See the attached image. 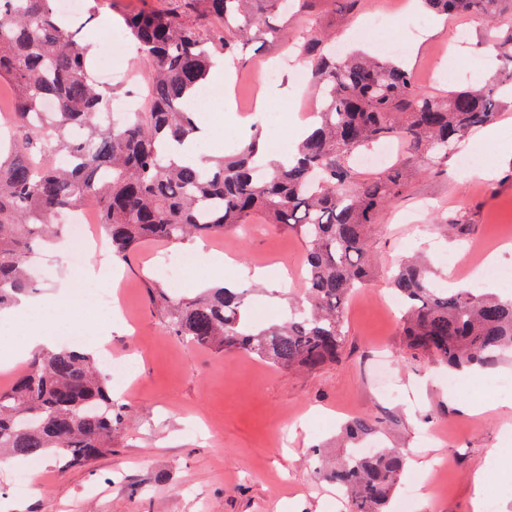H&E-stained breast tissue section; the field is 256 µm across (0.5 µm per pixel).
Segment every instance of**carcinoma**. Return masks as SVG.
Instances as JSON below:
<instances>
[{
    "label": "carcinoma",
    "mask_w": 512,
    "mask_h": 512,
    "mask_svg": "<svg viewBox=\"0 0 512 512\" xmlns=\"http://www.w3.org/2000/svg\"><path fill=\"white\" fill-rule=\"evenodd\" d=\"M178 11L141 10L125 18L128 37L153 64L138 112L107 122L112 89L92 70V31L58 12L55 0H0V82L11 84V131L0 135V307L37 290L27 257L58 233L52 218L93 203L112 255L131 259L142 241L170 244L219 237L255 215L290 229L304 244L306 293L280 324L254 329L243 288H207L194 297L149 286L170 333L201 347L241 350L284 369L314 371L338 361L351 294L373 273L371 245L383 212L416 173L437 168L512 99V0H422L437 15L471 14L497 36L500 79L422 92L400 63L326 50L314 31L298 45L317 92V128L294 162H269L257 138L231 155L179 165L171 146L200 130L187 103L218 58L264 32L279 0H182ZM51 99L56 111L43 112ZM396 140L404 154L385 171L363 172L353 153ZM407 347L450 371L493 370L512 353V295L443 288L431 267L409 260L391 277ZM112 373L68 347L36 353L0 391V453L64 466L86 465L112 450L122 423L110 396ZM378 432L370 418L348 421L357 446ZM404 469L395 448L351 451L323 479L344 489L352 512H384Z\"/></svg>",
    "instance_id": "1"
}]
</instances>
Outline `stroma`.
Returning <instances> with one entry per match:
<instances>
[{
  "instance_id": "obj_1",
  "label": "stroma",
  "mask_w": 512,
  "mask_h": 512,
  "mask_svg": "<svg viewBox=\"0 0 512 512\" xmlns=\"http://www.w3.org/2000/svg\"><path fill=\"white\" fill-rule=\"evenodd\" d=\"M407 0H362L354 15L331 4L289 21L278 41L256 36L241 45L232 65V98L255 106L266 94V111L284 112L297 103L304 112L315 109L310 87L297 85L294 70L304 63L297 55L300 36L317 29L337 41L357 47L359 32H367L368 52L381 45L408 43L405 62L419 86L434 96H446L453 85L483 83L498 66L483 23L459 13L437 19L422 9L406 10ZM179 0H100V13L91 22L95 32L122 24L132 11L160 13ZM383 16L380 26L371 16ZM467 31L465 47L456 44L458 31ZM453 52L460 77L448 79L438 53ZM279 66L280 78L265 82V65ZM150 63L137 52L117 56L111 87L116 96L145 93ZM224 109L212 102L197 112L199 125L210 128L208 146L239 144L252 131L247 123L223 120ZM478 164L491 167V178L461 172L458 156H450L441 173L416 176L406 194L381 217L373 244L375 276L350 299L345 319L347 338L340 362L312 372L288 371L247 353L195 347L172 336L160 308L150 304L148 286L158 284L152 270L157 253L167 243L147 240L134 259L114 271L112 291L122 304L121 321L71 314L57 324L61 334L95 338L109 336L112 358L137 362L133 386L114 385V400L124 409V421L112 438V450L90 465L63 468L53 454L35 463L27 491L14 496L12 483L20 467L0 468V498L14 501L21 512H351L345 497L319 479V463L335 465L346 456L337 447L340 425L354 417L380 418L381 442L404 449L408 464L403 482L422 489L413 497L395 493L389 512H472L478 490L476 473L488 486L512 484V391L485 394L479 375L464 373L458 386L431 361L403 342L400 313L389 305L391 272L409 255L427 253L437 263L441 282L473 285V246L489 248L493 240L507 241L495 251L498 263L512 265V159L486 143L475 146ZM461 216L462 231L442 236L439 224ZM206 258L187 270V296L202 289L210 275L209 256H230L224 278L237 279L238 266L289 268L301 265L304 247L291 231L265 227L244 237L228 233L203 239ZM60 239L39 254L37 276L41 294L55 292L62 280L79 273ZM464 261H456L458 250ZM238 280V279H237ZM241 282V281H240ZM248 311L254 324L267 326L284 319L302 285L271 289L269 282L245 280ZM484 400L486 411L474 414L470 404ZM327 449L317 460L312 449Z\"/></svg>"
}]
</instances>
